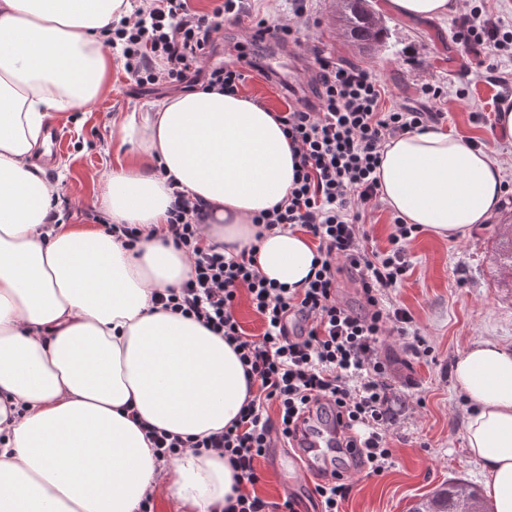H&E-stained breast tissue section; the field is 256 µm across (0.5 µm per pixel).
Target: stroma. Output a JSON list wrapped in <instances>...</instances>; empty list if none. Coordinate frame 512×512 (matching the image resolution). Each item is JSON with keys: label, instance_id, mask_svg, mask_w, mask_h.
<instances>
[{"label": "stroma", "instance_id": "35a3bbf8", "mask_svg": "<svg viewBox=\"0 0 512 512\" xmlns=\"http://www.w3.org/2000/svg\"><path fill=\"white\" fill-rule=\"evenodd\" d=\"M370 2L389 30L386 44L372 54L362 53L343 35L337 22L338 0H315L319 23L302 30L300 45L273 38L252 42L251 18L227 19L217 34L219 58L234 63L240 47H248L258 68L242 92L275 112L285 110L293 86L300 98L316 104L306 62L307 53L316 47L331 52L337 63L379 74L388 107L407 103L413 86L444 83L450 94L438 106L446 114L443 129L491 147L503 182L512 183V139L502 140L495 134L501 88L491 78L467 82L466 58L454 39L453 19L407 20L385 8L384 0ZM462 85L467 86L468 95L460 99L455 91ZM175 92L171 85L139 89L116 59L111 83L96 101L75 116H55V123L67 132V142L63 157L46 171L45 178L58 186L69 223L88 224L101 215L99 187L112 170L134 158L130 146L117 137L115 123ZM476 112L484 113L485 121H474ZM509 236L512 203L501 205L489 223L475 225L464 238L448 240L425 230L409 243L413 270L393 291L392 299L411 312L430 352L418 357L407 340L381 337L378 355L410 400L389 431L393 465L379 476L363 470L349 472L351 492L343 512H409L451 483L483 489L486 472L467 453L468 411L451 370L458 353L469 344L495 341L512 346V279L503 274L497 245L498 239ZM257 467L263 475L256 487L259 496L277 502L292 493L298 498L299 512H316L308 493L297 489L301 473L286 461L265 458Z\"/></svg>", "mask_w": 512, "mask_h": 512}]
</instances>
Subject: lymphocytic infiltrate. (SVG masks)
I'll return each instance as SVG.
<instances>
[{
    "label": "lymphocytic infiltrate",
    "mask_w": 512,
    "mask_h": 512,
    "mask_svg": "<svg viewBox=\"0 0 512 512\" xmlns=\"http://www.w3.org/2000/svg\"><path fill=\"white\" fill-rule=\"evenodd\" d=\"M244 11L242 0H221L205 14L190 0H138L131 17L108 29L107 44L120 50L124 70L137 86L178 85L192 77L233 94L256 64L244 50L234 64L214 63L215 34L225 17L237 19ZM312 12L311 0H288L287 23L272 26L256 19L254 37L296 39ZM455 25L457 43L486 71L512 58V26L490 13L484 0ZM311 66L318 106L296 101L275 116L293 152L294 184L281 201L253 218L268 231L310 235L316 255L301 286L267 279L252 251L228 256L220 245L205 244L203 204L178 190L176 180L168 182L173 201L166 235L187 256L191 273L179 287L154 292L152 301L223 336L238 352L247 384L256 388L236 421L191 443L227 458L235 472V494L215 512H297L294 497L271 502L257 494V463L277 444L298 441L307 415L325 403L336 410L345 433L338 448L351 466L376 475L385 471L393 463L388 432L404 402L377 344L386 334L409 336L412 351H424L412 315L391 298L413 268L407 245L421 227L392 217L381 246L367 220L381 205L376 169L385 144L438 123L435 107L448 88L439 82L421 85L415 104L389 109L374 71L341 65L319 50ZM344 272L354 278L361 310L338 298ZM243 293L262 322V334H247L234 314ZM144 430L164 465L191 445L150 424Z\"/></svg>",
    "instance_id": "f902f5d3"
}]
</instances>
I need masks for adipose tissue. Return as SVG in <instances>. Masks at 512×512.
Wrapping results in <instances>:
<instances>
[{
	"instance_id": "ef3b65f1",
	"label": "adipose tissue",
	"mask_w": 512,
	"mask_h": 512,
	"mask_svg": "<svg viewBox=\"0 0 512 512\" xmlns=\"http://www.w3.org/2000/svg\"><path fill=\"white\" fill-rule=\"evenodd\" d=\"M386 5L435 21L461 3ZM131 12L130 0H0V512H136L161 486L187 512H212L232 495L224 458L188 448L159 470L141 429L203 437L230 424L248 395L222 336L152 307L153 290L191 272L160 234L168 179L206 205L205 242L229 254L255 247L266 278L296 284L316 254L303 233L259 234L253 216L293 185L292 150L271 110L214 87L157 99L118 124L122 142L165 171L113 170L100 204L147 238L130 250L64 221L32 157L48 117L101 95L111 61L97 35ZM376 175L391 211L442 238L487 223L502 199L490 148L438 128L386 143ZM454 379L473 406L468 453L487 473L495 512H512V348L472 343Z\"/></svg>"
}]
</instances>
